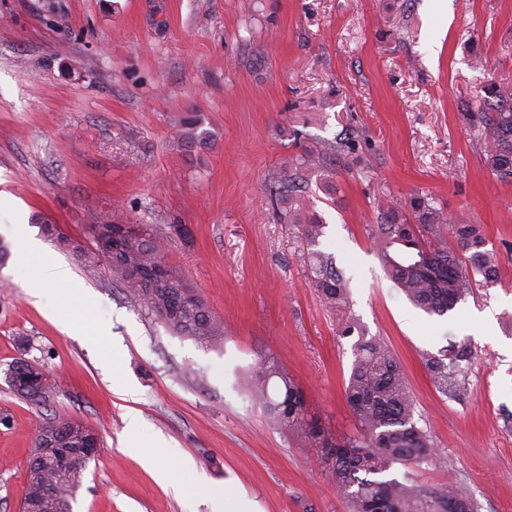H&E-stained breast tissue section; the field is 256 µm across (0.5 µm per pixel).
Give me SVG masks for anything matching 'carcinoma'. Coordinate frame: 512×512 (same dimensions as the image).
Instances as JSON below:
<instances>
[{
    "label": "carcinoma",
    "mask_w": 512,
    "mask_h": 512,
    "mask_svg": "<svg viewBox=\"0 0 512 512\" xmlns=\"http://www.w3.org/2000/svg\"><path fill=\"white\" fill-rule=\"evenodd\" d=\"M483 111L468 112L472 125L489 131L486 164L503 180L512 179V85L491 84ZM183 139L194 146L206 143L194 112L180 119ZM411 215L389 209L371 235L377 241L389 278L418 309L444 316L470 295L475 276L486 285L499 281L498 253L487 248L480 224L465 216L450 218L423 197H413ZM288 222L297 224L305 241L314 245L323 233L315 216L293 210ZM448 229L456 248L441 244ZM124 225L95 220L84 232L96 243L120 237L130 265L144 278L127 272L112 256L98 251L83 255L93 262L104 257L123 283L127 294L180 336L214 343L224 339V322L206 305L184 275L165 264L164 248L146 227L127 237ZM312 285L330 311L346 308L349 281L333 266L332 257L308 253ZM346 397L359 427L356 433L338 437L308 415L305 394L271 355L261 357L250 380L253 398L264 408L278 430L303 436L325 463L349 506L350 512H478L469 488L456 479L438 487H425L413 471L435 458L429 435L414 421L415 404L400 364L378 337H358ZM472 350L466 343L451 344L437 353H424L423 363L436 389L454 396L465 383ZM14 393L35 407H44L55 394V385L40 365L25 358L13 362L7 372ZM97 440L91 428L71 418L46 417L39 422L27 466V482L21 512H71V501L82 484L83 470L64 466L56 449L79 451ZM406 468L403 475L396 466Z\"/></svg>",
    "instance_id": "carcinoma-1"
}]
</instances>
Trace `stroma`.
Returning <instances> with one entry per match:
<instances>
[{"mask_svg": "<svg viewBox=\"0 0 512 512\" xmlns=\"http://www.w3.org/2000/svg\"><path fill=\"white\" fill-rule=\"evenodd\" d=\"M512 85V0H0V512H20L42 417L98 436L72 512H211L207 488L248 512H348L302 438L268 423L249 391L262 353L338 433L353 341L311 285L290 204L324 226L318 250L349 281L365 336L391 348L435 461L432 487L467 484L479 512H512V183L485 164L489 135L465 111ZM211 138L188 147L179 118ZM325 151L300 166L303 151ZM296 175L291 200L272 187ZM428 198L483 225L500 277L446 316L415 308L386 277L370 232L388 208ZM144 224L224 322V339L176 335L126 296L105 260L44 237L41 219L92 251V218ZM65 265L75 299L25 291L15 225ZM66 315L86 333L70 336ZM470 344L457 397L421 356ZM57 381L37 409L9 389L16 358ZM141 421L125 446L130 416ZM186 467H171L167 448Z\"/></svg>", "mask_w": 512, "mask_h": 512, "instance_id": "1", "label": "stroma"}]
</instances>
